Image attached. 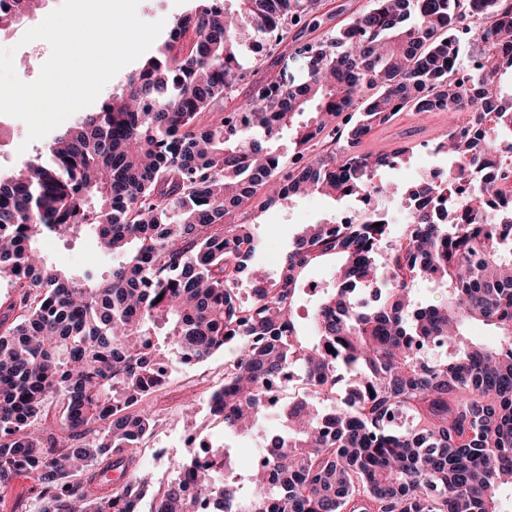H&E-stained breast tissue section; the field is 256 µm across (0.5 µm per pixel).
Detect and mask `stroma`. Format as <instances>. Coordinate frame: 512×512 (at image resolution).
Masks as SVG:
<instances>
[{
	"mask_svg": "<svg viewBox=\"0 0 512 512\" xmlns=\"http://www.w3.org/2000/svg\"><path fill=\"white\" fill-rule=\"evenodd\" d=\"M366 3L367 0H323L322 8L311 24L299 34V41L324 38L329 30L347 24ZM38 23V17L30 16L0 32V47L16 48L18 55L25 59V68L18 72L19 78L25 82L38 78L43 64L51 55V47L46 41L36 40L29 45L21 42L24 33ZM242 64L255 82L274 77L300 80L307 75V61L300 56L287 54L264 61L249 54L243 58ZM0 125L8 131L7 137L0 140V172L10 170V160L17 157L19 151H26L32 156L46 151L51 142L47 136L28 141L25 122L12 116L1 114ZM447 130V113L434 112L422 119L413 113L403 112L393 122L373 129L365 138L362 149L368 153L390 154L407 145L414 147L421 140L439 142ZM339 208V203L324 196L310 195L297 199L289 207H273L262 213L253 227L264 241L260 255L252 263L255 276L277 278L279 259L301 227L326 219ZM40 249L57 269L71 275L80 274L93 257L97 258L101 270L107 271L112 267V255L101 252L94 234L84 229L62 238L45 237L40 242ZM238 354V347L233 346L195 364L182 363L176 357L170 360L168 384L147 398L154 411L155 427L137 448L141 465L151 477L152 490L165 489L174 477L173 462L185 457L191 447L204 440L216 446L225 444L240 449L238 464L246 466L247 453L256 448V439L225 432L223 422L210 413L205 401L206 395L223 383L225 367Z\"/></svg>",
	"mask_w": 512,
	"mask_h": 512,
	"instance_id": "1",
	"label": "stroma"
}]
</instances>
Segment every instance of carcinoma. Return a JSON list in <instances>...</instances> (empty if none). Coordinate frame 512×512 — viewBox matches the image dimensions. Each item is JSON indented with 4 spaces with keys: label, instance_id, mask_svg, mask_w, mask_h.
<instances>
[{
    "label": "carcinoma",
    "instance_id": "obj_1",
    "mask_svg": "<svg viewBox=\"0 0 512 512\" xmlns=\"http://www.w3.org/2000/svg\"><path fill=\"white\" fill-rule=\"evenodd\" d=\"M472 2L370 0L295 49L305 79L255 82L204 123L249 77L242 56L289 47L288 30L310 24L321 0H203L100 111L0 175V279L16 289L0 301L1 493L29 472L40 512H139L149 485L135 449L155 425L142 402L167 384L168 356L198 362L237 344L211 413L240 436L264 415L286 432L261 436V462L244 473L222 448L211 451L222 471L189 453L151 512H501L497 493L512 486V209L491 199L512 191L494 159L512 140V0H479L478 14ZM32 6L0 0V23ZM474 35L482 62L468 70ZM405 111L448 113V186L407 189L412 223L397 235L374 217L304 225L280 276L249 281L243 305L263 242L239 213L386 192L378 172L410 149L361 145ZM320 139L330 147L310 154ZM82 227L120 256L108 273L91 259L68 276L39 255L44 236ZM330 259L306 334V272ZM428 279L440 299L419 302ZM476 323L491 340L471 335ZM297 368L312 394L276 406L269 388Z\"/></svg>",
    "mask_w": 512,
    "mask_h": 512
}]
</instances>
